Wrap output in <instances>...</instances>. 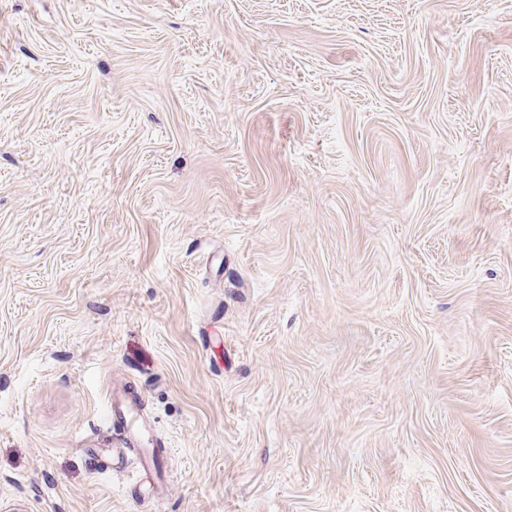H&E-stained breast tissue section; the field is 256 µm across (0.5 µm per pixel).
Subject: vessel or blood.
Here are the masks:
<instances>
[{
  "label": "vessel or blood",
  "instance_id": "1",
  "mask_svg": "<svg viewBox=\"0 0 512 512\" xmlns=\"http://www.w3.org/2000/svg\"><path fill=\"white\" fill-rule=\"evenodd\" d=\"M143 398L133 393H113L108 407V424H120L121 430L112 450V469L116 472L135 468L136 482L145 493L156 492L158 470L156 455L149 449L157 439L141 412Z\"/></svg>",
  "mask_w": 512,
  "mask_h": 512
}]
</instances>
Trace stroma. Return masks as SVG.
Masks as SVG:
<instances>
[{"mask_svg":"<svg viewBox=\"0 0 512 512\" xmlns=\"http://www.w3.org/2000/svg\"><path fill=\"white\" fill-rule=\"evenodd\" d=\"M0 512H512V0H0ZM143 398L138 393H112L108 407L107 425L118 423L121 431L119 438L113 443L112 471L121 472L134 465L136 483L142 488V497L146 493L158 495L159 486L155 483L158 470V459L154 451L150 455L144 453L146 447H154L157 439L150 424L141 412Z\"/></svg>","mask_w":512,"mask_h":512,"instance_id":"obj_1","label":"stroma"}]
</instances>
